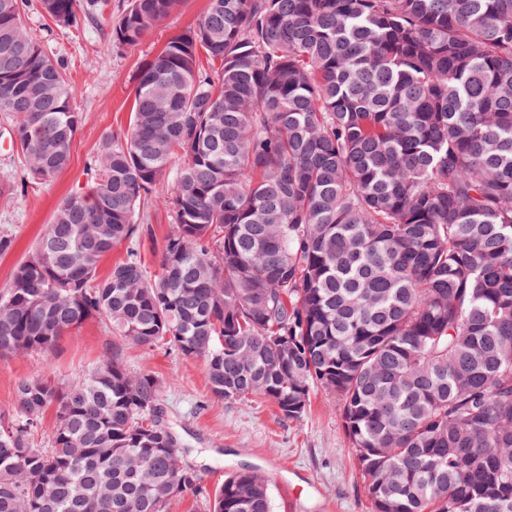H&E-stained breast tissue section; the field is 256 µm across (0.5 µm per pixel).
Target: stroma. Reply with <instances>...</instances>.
I'll return each mask as SVG.
<instances>
[{"label": "stroma", "instance_id": "1", "mask_svg": "<svg viewBox=\"0 0 512 512\" xmlns=\"http://www.w3.org/2000/svg\"><path fill=\"white\" fill-rule=\"evenodd\" d=\"M127 4L107 0L95 20L65 29L42 12L40 0H28L24 22L50 55L64 60L73 105L84 121L67 168L51 183L33 181L22 188L18 182L24 160L13 147V123L0 115V182L16 185L13 195L0 197V233L14 240L13 248L0 255V291L8 287L13 268L33 250L59 204L86 191L87 170L103 137L127 131L138 69L171 37L193 27L208 0H182L137 47L119 51L108 43L110 23ZM141 212L149 233L139 241L140 255L153 272L173 219L152 200L142 204ZM113 343L109 324L92 318L48 353L0 357V408L12 403L20 379L38 374L65 385L91 371ZM120 345L130 372L157 379L159 406L181 443L182 462L206 490L220 486L233 470L256 468L269 480L273 512H373L332 396L316 391L302 418L291 421L258 396L245 402L214 397L199 359L164 347Z\"/></svg>", "mask_w": 512, "mask_h": 512}]
</instances>
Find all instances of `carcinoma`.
<instances>
[{
	"instance_id": "carcinoma-1",
	"label": "carcinoma",
	"mask_w": 512,
	"mask_h": 512,
	"mask_svg": "<svg viewBox=\"0 0 512 512\" xmlns=\"http://www.w3.org/2000/svg\"><path fill=\"white\" fill-rule=\"evenodd\" d=\"M40 2L64 28L102 7ZM25 3L0 0V113L47 183L83 113ZM180 3L130 0L112 46ZM135 81L90 191L0 293V356L99 318L202 360L224 400L298 420L331 395L374 512H512V0H208ZM152 197L173 213L158 273L133 249L100 275ZM158 396L117 349L66 387L19 381L0 410V512H167L202 494ZM205 498L271 512L250 468Z\"/></svg>"
}]
</instances>
